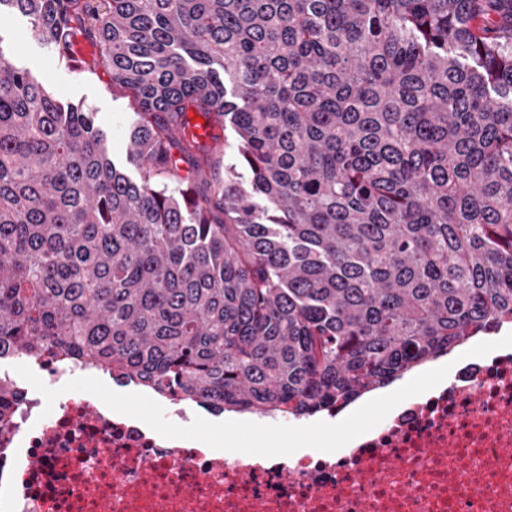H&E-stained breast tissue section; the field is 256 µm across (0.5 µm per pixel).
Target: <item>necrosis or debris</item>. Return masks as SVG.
I'll return each mask as SVG.
<instances>
[{
  "label": "necrosis or debris",
  "mask_w": 512,
  "mask_h": 512,
  "mask_svg": "<svg viewBox=\"0 0 512 512\" xmlns=\"http://www.w3.org/2000/svg\"><path fill=\"white\" fill-rule=\"evenodd\" d=\"M0 512H512V348L457 365L330 457L229 455L76 392L21 390Z\"/></svg>",
  "instance_id": "4bbe7bcc"
}]
</instances>
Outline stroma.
Listing matches in <instances>:
<instances>
[{
  "label": "stroma",
  "instance_id": "stroma-1",
  "mask_svg": "<svg viewBox=\"0 0 512 512\" xmlns=\"http://www.w3.org/2000/svg\"><path fill=\"white\" fill-rule=\"evenodd\" d=\"M0 45L9 62L30 69L58 100L93 112L108 135L113 157L125 159L126 133L137 106L113 85L94 39L76 29L63 56L34 36L25 18L16 16L0 23Z\"/></svg>",
  "mask_w": 512,
  "mask_h": 512
}]
</instances>
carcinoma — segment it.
<instances>
[{
	"label": "carcinoma",
	"mask_w": 512,
	"mask_h": 512,
	"mask_svg": "<svg viewBox=\"0 0 512 512\" xmlns=\"http://www.w3.org/2000/svg\"><path fill=\"white\" fill-rule=\"evenodd\" d=\"M15 15L61 52L87 24L138 101L140 177L0 53V360L300 418L512 323V0H0ZM17 397L0 378L1 433Z\"/></svg>",
	"instance_id": "obj_1"
}]
</instances>
